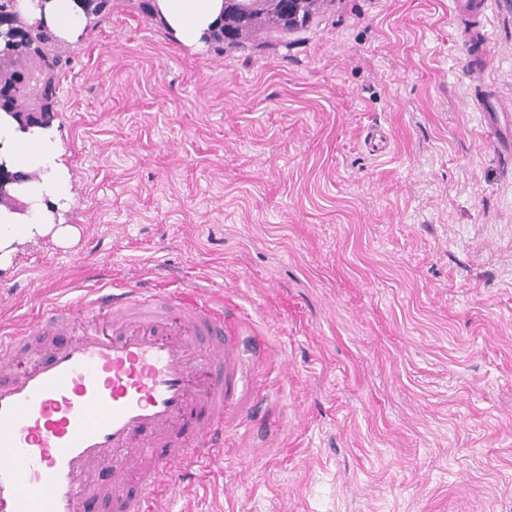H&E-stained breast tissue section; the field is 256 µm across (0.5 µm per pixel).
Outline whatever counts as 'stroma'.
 Instances as JSON below:
<instances>
[{"label":"stroma","mask_w":512,"mask_h":512,"mask_svg":"<svg viewBox=\"0 0 512 512\" xmlns=\"http://www.w3.org/2000/svg\"><path fill=\"white\" fill-rule=\"evenodd\" d=\"M455 2L329 0L218 54L111 0L63 43L73 237L18 247L0 326L197 287L268 395L158 512H512V154L474 105L512 111V0L472 66Z\"/></svg>","instance_id":"35a3bbf8"}]
</instances>
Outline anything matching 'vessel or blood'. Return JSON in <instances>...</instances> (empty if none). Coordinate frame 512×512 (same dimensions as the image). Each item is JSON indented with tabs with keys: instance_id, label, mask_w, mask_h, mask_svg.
I'll list each match as a JSON object with an SVG mask.
<instances>
[{
	"instance_id": "1",
	"label": "vessel or blood",
	"mask_w": 512,
	"mask_h": 512,
	"mask_svg": "<svg viewBox=\"0 0 512 512\" xmlns=\"http://www.w3.org/2000/svg\"><path fill=\"white\" fill-rule=\"evenodd\" d=\"M258 394L232 309L99 289L0 336V512H145L221 467Z\"/></svg>"
}]
</instances>
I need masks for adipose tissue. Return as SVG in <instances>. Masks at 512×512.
I'll return each mask as SVG.
<instances>
[{
  "mask_svg": "<svg viewBox=\"0 0 512 512\" xmlns=\"http://www.w3.org/2000/svg\"><path fill=\"white\" fill-rule=\"evenodd\" d=\"M159 17L185 46L204 45L211 27L224 11V0H156ZM45 18L59 39L82 31L86 17L75 0H47ZM13 171L30 174V181L10 187L19 210L0 204V265L16 246L49 233L67 238L69 229L55 226L56 210L70 199V176L58 146L55 126L21 129L0 113V162Z\"/></svg>",
  "mask_w": 512,
  "mask_h": 512,
  "instance_id": "1",
  "label": "adipose tissue"
}]
</instances>
